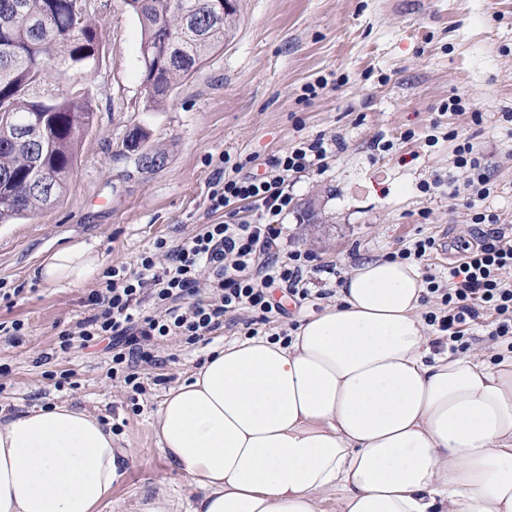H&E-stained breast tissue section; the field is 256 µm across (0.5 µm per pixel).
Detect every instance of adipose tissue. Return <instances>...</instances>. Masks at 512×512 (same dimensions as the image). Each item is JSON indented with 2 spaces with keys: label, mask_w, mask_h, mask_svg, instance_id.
<instances>
[{
  "label": "adipose tissue",
  "mask_w": 512,
  "mask_h": 512,
  "mask_svg": "<svg viewBox=\"0 0 512 512\" xmlns=\"http://www.w3.org/2000/svg\"><path fill=\"white\" fill-rule=\"evenodd\" d=\"M98 264L73 244L38 275ZM425 293L412 264L363 261L288 338L215 347L153 423L192 512H512V357L432 355ZM128 467L87 411L0 409V512H94Z\"/></svg>",
  "instance_id": "obj_1"
}]
</instances>
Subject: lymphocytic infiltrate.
<instances>
[{
  "label": "lymphocytic infiltrate",
  "instance_id": "lymphocytic-infiltrate-1",
  "mask_svg": "<svg viewBox=\"0 0 512 512\" xmlns=\"http://www.w3.org/2000/svg\"><path fill=\"white\" fill-rule=\"evenodd\" d=\"M336 145L333 138L300 142L274 158L260 177L243 174L238 164L219 166L207 194L208 214L247 202L254 217L204 225L174 245L157 240L154 251L140 255L136 270L107 269L84 300L89 315L59 330L60 351L104 345L112 359L109 378L122 380L136 397L144 391L138 367L165 366L157 353L165 340L210 343L212 336L237 325L243 313L254 336L259 326L285 313L270 301L269 289L307 299L303 273L312 257L282 251L283 219L293 203L292 179L324 171ZM457 153L458 163L471 170L466 205L474 211L478 231L475 241L459 242L463 257L449 265L447 286L426 275L427 289L440 305L425 318L448 343H466L472 326L481 323L512 349V225L482 211L490 179L472 146H460Z\"/></svg>",
  "mask_w": 512,
  "mask_h": 512
}]
</instances>
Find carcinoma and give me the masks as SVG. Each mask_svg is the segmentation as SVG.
I'll use <instances>...</instances> for the list:
<instances>
[{
  "instance_id": "carcinoma-1",
  "label": "carcinoma",
  "mask_w": 512,
  "mask_h": 512,
  "mask_svg": "<svg viewBox=\"0 0 512 512\" xmlns=\"http://www.w3.org/2000/svg\"><path fill=\"white\" fill-rule=\"evenodd\" d=\"M123 0L139 22L146 107L163 106L180 83L224 47L235 15L216 21L203 16L202 0ZM99 51L92 12L83 0H0V224L32 220L47 206L26 198L27 188L48 169L55 174L51 203L66 193L84 137L95 112L83 92L59 97L35 93L48 70L83 67ZM40 128L39 142L23 134ZM146 134L133 135L126 148L142 169L161 163L143 148Z\"/></svg>"
}]
</instances>
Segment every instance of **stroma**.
Here are the masks:
<instances>
[{"mask_svg":"<svg viewBox=\"0 0 512 512\" xmlns=\"http://www.w3.org/2000/svg\"><path fill=\"white\" fill-rule=\"evenodd\" d=\"M96 2L95 64L66 79L48 76L50 93L79 87L96 113L69 188L34 220L0 224V323L25 324L21 342L0 335V407L67 404L114 428L132 464L95 512H138L161 483L173 512H190L194 495L152 424L169 390L212 346L244 338L245 327L209 346L170 341L164 369L140 370L146 393L134 406L107 378L104 352L74 348L40 362L56 345L57 324L84 317L97 280L47 284L33 268L78 243L92 246L100 269L133 265L156 240L209 223L219 158L262 172L298 142L332 136L335 157L325 171L296 179L284 219V250L313 253L325 266L305 270L312 296L288 306L284 328L318 313L351 267L428 236L436 241L429 271L447 276L453 245L471 225L463 201L448 198L469 176L455 164L460 144H472L486 166L487 209L512 225V0H237L223 48L155 110L145 107L136 16L122 0ZM139 128L164 157L148 172L126 149ZM63 372L70 381L55 383Z\"/></svg>","mask_w":512,"mask_h":512,"instance_id":"35a3bbf8","label":"stroma"}]
</instances>
